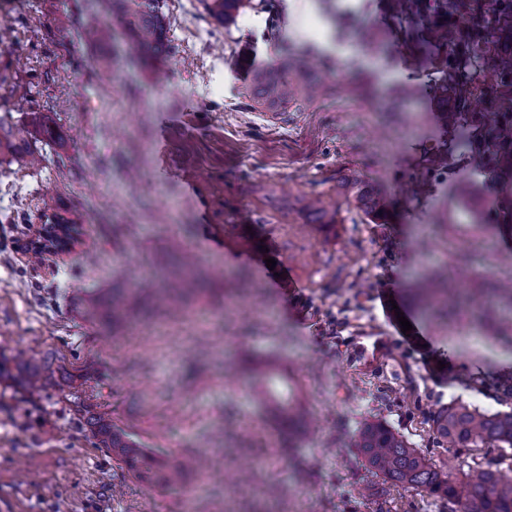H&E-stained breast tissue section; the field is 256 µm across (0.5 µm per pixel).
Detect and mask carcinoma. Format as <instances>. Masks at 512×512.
<instances>
[{"label": "carcinoma", "mask_w": 512, "mask_h": 512, "mask_svg": "<svg viewBox=\"0 0 512 512\" xmlns=\"http://www.w3.org/2000/svg\"><path fill=\"white\" fill-rule=\"evenodd\" d=\"M117 3L122 5L119 16L127 36L128 53L144 62L166 59L173 46L163 12L164 0H112V4ZM198 3L214 22L226 29L235 25L242 12L255 8L253 0H198ZM116 35L106 22L94 23L85 30V37L95 42L111 40ZM434 40L441 42L451 57V66L441 78V90L452 91L461 109L468 107L476 91L469 62L476 59L490 62L486 78L495 88V97L489 107L497 118L482 127L461 128L460 137L478 163L490 164L506 157L507 151H512V53L491 50L479 27L441 29ZM326 91L308 53H285L254 74L248 98L260 112H286L290 108L300 111ZM354 200L373 221L385 218L387 202L379 190L362 183ZM160 292L163 301L179 304L185 292L182 278H173ZM481 292L490 299L504 295L512 300V283L491 281ZM411 294L413 300L438 306L446 312L448 306L457 303L462 291L450 287L441 271L431 270L415 284ZM266 382V395L275 405L277 417L290 426L302 422V412L294 404L288 387L271 377ZM433 425L437 434L457 450L487 444L512 448L511 412L489 414L462 404L450 405L433 417ZM88 426L98 439L97 445L105 449L107 455L123 462L136 478H151L154 459L137 448L125 432L101 417L91 420ZM354 447L360 449L372 471L401 485L448 498L453 505L451 512H512V476L509 475L512 464L506 472L500 468L499 461L477 465L465 474L466 489L460 492L456 481L443 476L420 449L379 422L364 420L355 435ZM195 464L192 455L175 459L164 471L162 481L168 486L181 484L185 473Z\"/></svg>", "instance_id": "cac0c4a2"}]
</instances>
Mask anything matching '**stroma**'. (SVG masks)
<instances>
[{
    "mask_svg": "<svg viewBox=\"0 0 512 512\" xmlns=\"http://www.w3.org/2000/svg\"><path fill=\"white\" fill-rule=\"evenodd\" d=\"M4 2L0 107L42 158L0 151V349H24L44 387L30 397L0 380V512H450L441 496L371 473L353 440L363 419L381 422L458 481L499 455L446 447L432 419L452 403L512 408L500 397L512 338L469 309L431 317L406 296L427 268L472 290L512 255L501 209L512 164L472 163L456 129L484 116L441 94L448 51L421 40L482 25L512 50L495 0L398 19L389 0H267L228 30L197 0H166L167 81L130 62L124 42H84L97 19L88 0H66L63 30L48 0ZM368 31L377 52L361 47ZM300 50L324 59L332 92L269 121L245 86L276 54ZM404 85L414 98L394 101ZM357 177L387 193L384 223L346 202ZM460 182L473 194L451 198ZM47 192L94 239L93 259L79 243L29 262ZM257 242L303 286L268 273ZM187 255L209 284L178 313L85 320L89 302L110 305L145 277L162 287ZM386 289L426 349L390 322ZM263 359L282 364L314 427L287 429L256 397ZM74 390L152 449L157 467L191 451L205 466L183 489L145 487L95 447Z\"/></svg>",
    "mask_w": 512,
    "mask_h": 512,
    "instance_id": "stroma-1",
    "label": "stroma"
}]
</instances>
